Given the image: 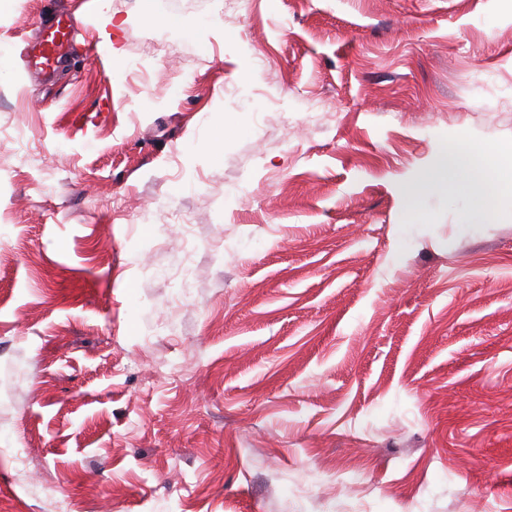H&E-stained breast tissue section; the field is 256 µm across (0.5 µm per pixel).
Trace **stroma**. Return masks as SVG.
<instances>
[{
  "mask_svg": "<svg viewBox=\"0 0 512 512\" xmlns=\"http://www.w3.org/2000/svg\"><path fill=\"white\" fill-rule=\"evenodd\" d=\"M1 56L0 512H512V162L404 192L512 142V0H0ZM63 16L65 20L59 18L46 35L30 49L29 63L42 70L50 69L71 46L73 41L71 25L66 18L67 14L64 13ZM484 153H490L498 159H511L512 143L499 145L490 151L450 149L439 157L432 169L410 181L405 190L411 198L417 199L426 190L447 183L448 188H462L472 196L482 197L484 184L495 177V170L489 167L480 172H474L467 169L466 159L471 155Z\"/></svg>",
  "mask_w": 512,
  "mask_h": 512,
  "instance_id": "stroma-1",
  "label": "stroma"
}]
</instances>
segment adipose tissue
<instances>
[{
    "mask_svg": "<svg viewBox=\"0 0 512 512\" xmlns=\"http://www.w3.org/2000/svg\"><path fill=\"white\" fill-rule=\"evenodd\" d=\"M469 155V150L464 148L448 150L439 157L432 169L407 184L408 195L415 199L426 190L445 184L451 188L464 189L475 197L482 196L485 182L494 178L495 171L490 167L479 172L469 170L466 166Z\"/></svg>",
    "mask_w": 512,
    "mask_h": 512,
    "instance_id": "obj_1",
    "label": "adipose tissue"
}]
</instances>
